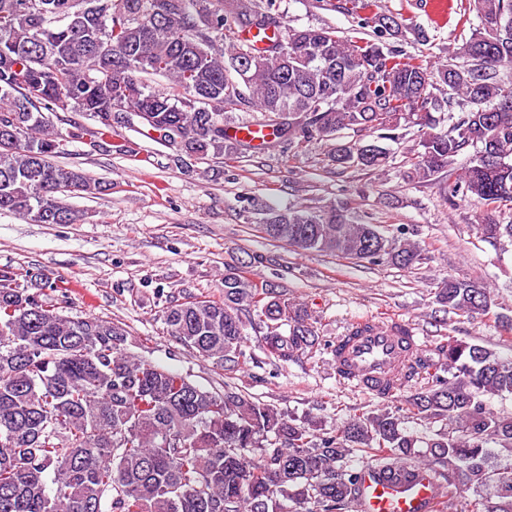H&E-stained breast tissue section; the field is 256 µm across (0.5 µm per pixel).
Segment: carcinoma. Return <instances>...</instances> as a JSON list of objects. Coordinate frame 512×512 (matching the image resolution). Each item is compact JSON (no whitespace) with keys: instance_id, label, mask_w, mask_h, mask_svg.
Here are the masks:
<instances>
[{"instance_id":"1","label":"carcinoma","mask_w":512,"mask_h":512,"mask_svg":"<svg viewBox=\"0 0 512 512\" xmlns=\"http://www.w3.org/2000/svg\"><path fill=\"white\" fill-rule=\"evenodd\" d=\"M374 38H340L329 27L294 29L255 49L244 32L279 27L276 0H0V211L36 224H80L73 194L101 185L56 163L67 144L95 149L140 117L175 161H234L260 146L230 134L226 110L265 114L288 151L331 143L332 164L385 170L389 152L344 141L343 130L418 127L403 175L435 182L448 203L483 209L477 232L512 242V0H472L480 21L459 48L461 64L433 68L382 44L401 25L371 14L372 0H345ZM167 86L158 89L152 79ZM442 87L444 96L434 94ZM75 112L68 135L48 115ZM112 114V122L99 120ZM467 164L453 173L468 149ZM270 239L303 251L413 269L424 260L406 227L390 235L342 205L299 207L261 224ZM64 281L0 269V512H350L360 475L356 453L396 488L435 474L434 497L471 490L461 512H512V469L489 466L490 445L512 455V416L486 396L512 397V358L450 338L416 361L427 388L413 394L424 419L448 422L423 440L384 408L326 429L240 390L210 391L128 352V331L54 303ZM443 310L488 315L490 289L450 278ZM168 335L216 367L246 361V330L263 329V351L287 362L317 342L299 304L241 265L224 274V298L188 297L166 307Z\"/></svg>"}]
</instances>
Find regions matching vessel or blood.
I'll list each match as a JSON object with an SVG mask.
<instances>
[{
	"label": "vessel or blood",
	"instance_id": "obj_1",
	"mask_svg": "<svg viewBox=\"0 0 512 512\" xmlns=\"http://www.w3.org/2000/svg\"><path fill=\"white\" fill-rule=\"evenodd\" d=\"M419 338L398 322L368 321L361 335L337 337L331 347L336 369L345 379L379 397H391L405 386L402 373L414 362ZM363 494L352 506L353 512H431L434 505L432 472H424L414 490L391 487L377 477L373 464L361 468Z\"/></svg>",
	"mask_w": 512,
	"mask_h": 512
}]
</instances>
